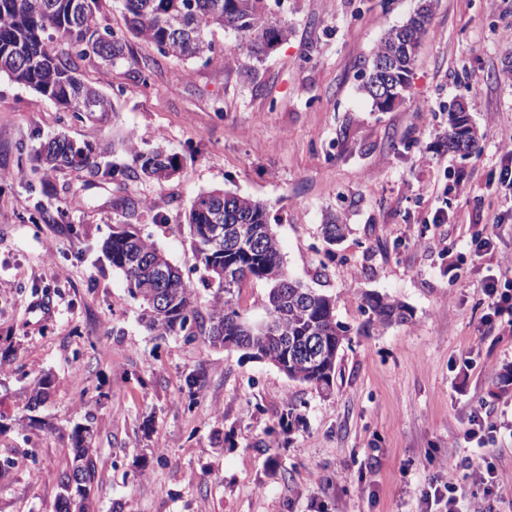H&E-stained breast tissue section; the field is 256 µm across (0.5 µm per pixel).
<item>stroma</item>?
Masks as SVG:
<instances>
[{
  "label": "stroma",
  "instance_id": "1",
  "mask_svg": "<svg viewBox=\"0 0 512 512\" xmlns=\"http://www.w3.org/2000/svg\"><path fill=\"white\" fill-rule=\"evenodd\" d=\"M415 4L280 0L291 34L265 60L218 29L204 63L160 57L129 35L120 0H102L101 25L128 43L112 68L80 65L114 104L105 125L0 77V346L12 349L0 366V512H56L70 433L88 417L95 512H417L422 486L452 473L468 504L470 411L512 420V324L479 327L487 271L512 278V186L499 179L512 0H435L405 98L381 112L359 87ZM456 100L481 134L466 156L439 145ZM61 133L114 143L104 161L122 176L37 171L35 149ZM130 135L144 149L165 139L177 171L162 183L135 176L121 145ZM213 189L260 202L287 274L334 300L350 342L330 392L244 350L140 324L101 252L123 221L117 200L146 202L140 227L205 307L187 216ZM440 211L449 223H435ZM329 213L344 226L332 245ZM496 214L495 250L474 261L470 241ZM368 294L404 306L406 321L367 326ZM46 373L52 427H22Z\"/></svg>",
  "mask_w": 512,
  "mask_h": 512
}]
</instances>
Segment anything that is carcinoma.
Segmentation results:
<instances>
[{
	"label": "carcinoma",
	"instance_id": "obj_1",
	"mask_svg": "<svg viewBox=\"0 0 512 512\" xmlns=\"http://www.w3.org/2000/svg\"><path fill=\"white\" fill-rule=\"evenodd\" d=\"M102 0H0V74L47 97L64 111L105 122L115 116L110 98L84 81L78 62L96 58L107 66L126 55L122 38L99 25ZM127 28L152 44L164 58L212 61L215 48L209 35L215 28H231L241 37L248 57L259 60L288 40V24L270 10L268 0H122ZM432 16V0H419L413 14L390 28L377 47L371 71L360 91L371 96V87L383 84L388 97L375 103L390 109L408 88L422 37ZM392 55L391 66L378 68L381 57ZM448 149L469 154L481 135L463 112H449ZM126 149L136 168L162 182L177 169L176 156L158 146L140 149L127 136ZM109 144L77 143L64 134L44 141L35 151L37 168L45 173L59 169L101 174L98 159ZM191 245L204 254L203 282L212 289L206 312H201L190 281L148 235L137 236L120 224L101 245L112 267L119 270L129 294L141 302L142 321L158 336H204L210 344L245 349L272 362L289 378L319 392L330 390L336 359L348 341L347 330L334 314L332 299L291 279L280 255L279 242L267 223L265 208L250 198L211 190L199 194L188 213ZM221 226L233 240L220 254H206L209 233ZM343 232L338 217L329 214L323 236L336 241ZM260 240L255 248L251 240ZM169 273L165 285L155 280L156 268ZM268 285L267 316L253 323L242 314L237 294L243 282ZM166 300L156 309L152 299ZM368 323L388 326L406 319L404 307L382 296L365 297ZM53 379L45 375L31 388L26 410L29 426L41 429L37 412L49 396ZM72 459L59 477L57 512H95L90 490L96 478L92 427L76 425L70 434Z\"/></svg>",
	"mask_w": 512,
	"mask_h": 512
}]
</instances>
